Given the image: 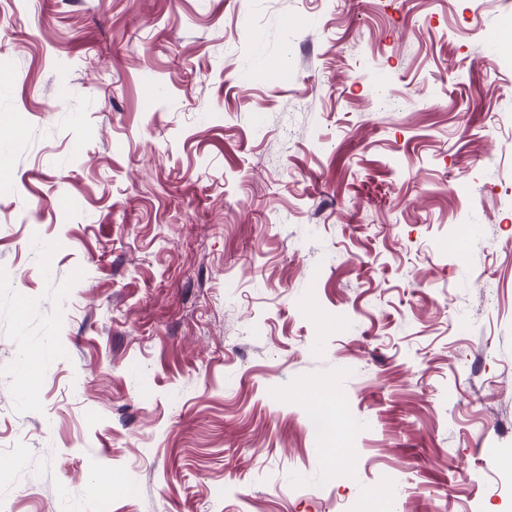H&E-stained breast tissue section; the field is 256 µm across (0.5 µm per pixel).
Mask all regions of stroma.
Wrapping results in <instances>:
<instances>
[{
    "mask_svg": "<svg viewBox=\"0 0 512 512\" xmlns=\"http://www.w3.org/2000/svg\"><path fill=\"white\" fill-rule=\"evenodd\" d=\"M507 43L512 0H0V512H512Z\"/></svg>",
    "mask_w": 512,
    "mask_h": 512,
    "instance_id": "35a3bbf8",
    "label": "stroma"
}]
</instances>
